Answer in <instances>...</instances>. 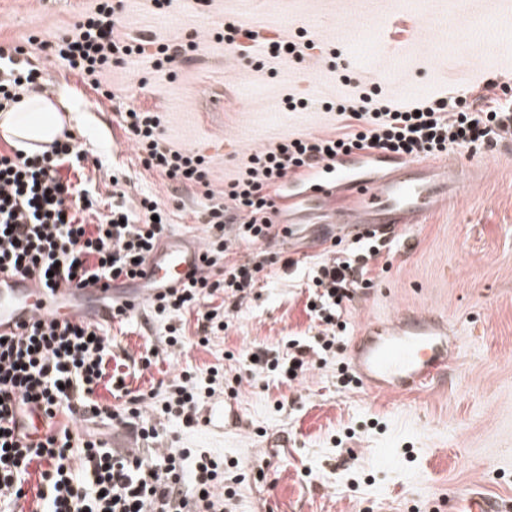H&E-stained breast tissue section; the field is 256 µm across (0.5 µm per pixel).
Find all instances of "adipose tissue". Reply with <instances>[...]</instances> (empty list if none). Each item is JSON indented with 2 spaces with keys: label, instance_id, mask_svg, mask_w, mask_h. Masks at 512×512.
<instances>
[{
  "label": "adipose tissue",
  "instance_id": "1",
  "mask_svg": "<svg viewBox=\"0 0 512 512\" xmlns=\"http://www.w3.org/2000/svg\"><path fill=\"white\" fill-rule=\"evenodd\" d=\"M62 119L47 99L22 96L14 107L0 112V136L31 143H53Z\"/></svg>",
  "mask_w": 512,
  "mask_h": 512
}]
</instances>
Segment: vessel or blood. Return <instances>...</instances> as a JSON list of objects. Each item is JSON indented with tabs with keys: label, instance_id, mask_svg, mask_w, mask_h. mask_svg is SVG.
<instances>
[{
	"label": "vessel or blood",
	"instance_id": "vessel-or-blood-1",
	"mask_svg": "<svg viewBox=\"0 0 512 512\" xmlns=\"http://www.w3.org/2000/svg\"><path fill=\"white\" fill-rule=\"evenodd\" d=\"M462 170L444 161L353 153L336 163L318 164L284 185L290 214L301 202L317 203L327 229L317 243L341 238L390 237L394 227L422 223L448 200ZM204 267V250L194 240L161 238L144 266L145 287L118 290L103 280L91 288H44L38 274L0 270V335L13 337L49 317L88 325L112 322L113 306L140 310L145 302L180 287ZM446 325L417 314L407 324L373 321L353 343L352 368L362 388L420 391L447 376L451 356ZM506 506L480 489L449 498L448 512H505Z\"/></svg>",
	"mask_w": 512,
	"mask_h": 512
}]
</instances>
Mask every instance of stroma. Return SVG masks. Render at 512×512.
I'll return each mask as SVG.
<instances>
[{"label":"stroma","instance_id":"1","mask_svg":"<svg viewBox=\"0 0 512 512\" xmlns=\"http://www.w3.org/2000/svg\"><path fill=\"white\" fill-rule=\"evenodd\" d=\"M97 4L0 0V44L38 54L40 43L74 31ZM228 20L269 40L302 37L313 47L299 63L244 57L218 38ZM376 29L398 54L362 52ZM116 35L151 49L189 41L195 48L172 69L143 55L95 79L55 60L44 95L98 158L83 181L103 204L112 200L111 173L120 170L130 201L157 196L171 211L168 233L201 239L209 196L245 175L253 154L306 134L342 133L345 121L330 103H356L372 90L377 102L406 110L512 81V0H173L164 14L154 13L151 0H126ZM293 101L308 102V110L290 111ZM130 106L157 111L167 142L205 157L206 185L184 186L142 164L120 125ZM448 156L480 166L482 178L463 182L425 223L399 229L397 253L371 261L372 287L346 306L349 336L292 383L246 371L229 355L283 356L289 340L318 334L304 273L322 256L311 241L321 225H302L292 242L268 245L293 266H265L244 299L226 296L229 327L207 346L194 342L192 314L180 352L161 347L172 316L146 309L113 323L118 358L109 368L130 391H149L186 367L203 378L223 366L236 423L169 421L162 442L239 465L246 478L231 512H441L454 492L475 486L512 502V145L454 148ZM423 309L454 328L446 385L412 395L338 389L336 364L350 360L365 323ZM152 346L160 349L156 365L134 367Z\"/></svg>","mask_w":512,"mask_h":512}]
</instances>
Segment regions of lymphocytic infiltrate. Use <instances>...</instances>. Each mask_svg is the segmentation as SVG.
<instances>
[{"label":"lymphocytic infiltrate","instance_id":"1","mask_svg":"<svg viewBox=\"0 0 512 512\" xmlns=\"http://www.w3.org/2000/svg\"><path fill=\"white\" fill-rule=\"evenodd\" d=\"M122 20V0H100L77 33L45 45L44 51L81 75H97L144 52L141 45L116 38ZM47 76L46 68L26 58L23 47L0 45V111L17 102L20 92L42 88ZM500 91L482 109L464 93L428 99L405 111L372 105L367 97L357 104L340 103L336 110L348 120L347 132L310 134L255 153L245 176L205 209V273L157 295L152 308L177 316L195 312L198 343L207 345L227 325L217 298L254 288L267 263L263 257L229 262V241L261 245L274 239L271 215L287 176L352 151L417 158L512 138V85L501 84ZM120 118L145 167L183 185L205 183L204 158L170 147L159 133L155 111L131 108ZM88 160L69 131L41 153L0 150V267L38 272L50 289L62 283L86 288L102 279L124 283L140 273L169 222L167 207L144 195L129 208L127 191L116 177L109 210L99 213L96 194L60 173L65 165L81 170ZM397 246L394 240L343 242L307 274V308L321 325L313 344L290 341L284 362L248 351L239 353L240 362L251 371L292 381L308 371L310 355L334 352L347 330L345 304L372 284L370 260L395 253ZM112 358L104 329L79 322L42 319L0 342V512H25L29 499L33 512H224L234 493L225 484L223 459L155 447L160 418L189 428L200 424L202 407L224 386L223 368L210 367L203 382L195 371L182 370L169 380L167 400L149 412L142 394L119 408L96 399ZM37 409L50 427L42 439L22 441L20 423ZM93 419L136 430L142 447L108 448L97 432L85 429Z\"/></svg>","mask_w":512,"mask_h":512}]
</instances>
